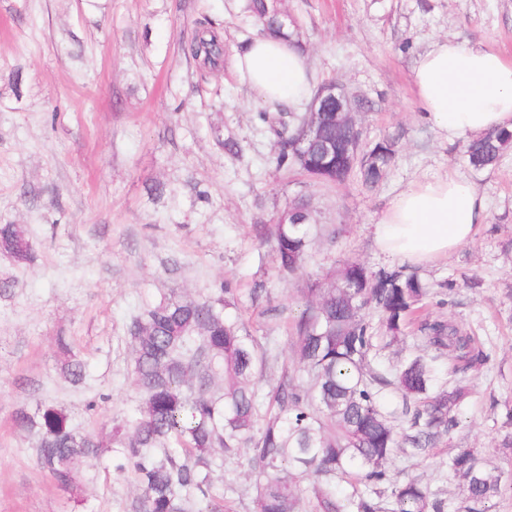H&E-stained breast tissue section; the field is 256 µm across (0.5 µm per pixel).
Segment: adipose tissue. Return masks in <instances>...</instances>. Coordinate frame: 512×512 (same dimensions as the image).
<instances>
[{"label": "adipose tissue", "mask_w": 512, "mask_h": 512, "mask_svg": "<svg viewBox=\"0 0 512 512\" xmlns=\"http://www.w3.org/2000/svg\"><path fill=\"white\" fill-rule=\"evenodd\" d=\"M235 66L263 101L296 103L311 95L304 56L289 42L255 39L237 55ZM412 82L420 109L448 142L512 129V60L495 49L436 39L420 55ZM485 218L475 186L450 174L400 192L373 234L381 252L427 264L471 242Z\"/></svg>", "instance_id": "adipose-tissue-1"}]
</instances>
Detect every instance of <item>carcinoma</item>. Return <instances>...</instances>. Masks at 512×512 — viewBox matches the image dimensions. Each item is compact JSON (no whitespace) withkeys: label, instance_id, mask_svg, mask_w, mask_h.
<instances>
[{"label":"carcinoma","instance_id":"1","mask_svg":"<svg viewBox=\"0 0 512 512\" xmlns=\"http://www.w3.org/2000/svg\"><path fill=\"white\" fill-rule=\"evenodd\" d=\"M263 33L300 42L297 28L280 22L279 0H248ZM192 57L215 68L224 42L208 27L189 44ZM277 145L278 169L297 168L326 184H341L358 173L367 185L382 179L394 158L393 145L379 141L352 157L345 145L360 131L324 113L319 137L298 145L306 113L261 112ZM512 149V130L501 128L465 146L476 170L494 166ZM317 217L299 197L276 218L254 225L255 237L271 246L277 275L303 269L313 247ZM0 253L17 264L32 260V244L20 224L0 225ZM429 287L401 270L369 273L344 263L338 278H306L305 304L291 325L295 348L280 375L267 378L271 350L232 313L238 289L227 279L196 299L172 294L145 307L129 326L132 383L140 400L133 416L112 436L79 431L57 405L24 408L14 427L38 438L37 462L62 490L72 489L81 464L112 452V470L129 473L137 487L132 512H234L212 494L214 456L244 459L256 477L252 512H487L503 489V473L486 466L472 448L448 456V474L462 483L458 504L414 478L391 477L387 464L400 452L421 456L459 425L467 390L462 374L487 364L491 352L473 333L444 319L421 318ZM374 306L389 342L412 340L400 365L371 361L383 337L363 314ZM417 335H402L406 322ZM60 371L74 383L86 366L59 340ZM414 404L404 425L395 426L382 408L386 393Z\"/></svg>","mask_w":512,"mask_h":512}]
</instances>
